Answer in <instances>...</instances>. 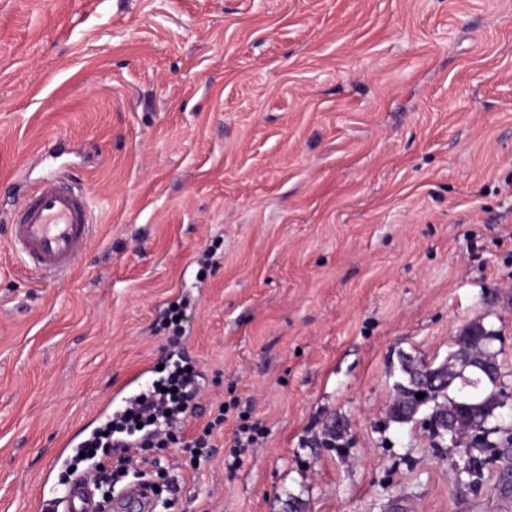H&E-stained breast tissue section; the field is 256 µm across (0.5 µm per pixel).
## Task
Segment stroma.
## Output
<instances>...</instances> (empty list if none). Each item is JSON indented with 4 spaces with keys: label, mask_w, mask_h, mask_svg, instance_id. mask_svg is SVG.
I'll use <instances>...</instances> for the list:
<instances>
[{
    "label": "stroma",
    "mask_w": 512,
    "mask_h": 512,
    "mask_svg": "<svg viewBox=\"0 0 512 512\" xmlns=\"http://www.w3.org/2000/svg\"><path fill=\"white\" fill-rule=\"evenodd\" d=\"M51 136L95 231L46 281L5 217ZM187 292L198 405L142 451L169 512H512L389 417L477 319L512 391V0H0V512L86 470L60 445Z\"/></svg>",
    "instance_id": "1"
}]
</instances>
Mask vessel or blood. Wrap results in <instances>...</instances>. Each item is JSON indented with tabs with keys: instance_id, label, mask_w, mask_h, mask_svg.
I'll use <instances>...</instances> for the list:
<instances>
[{
	"instance_id": "obj_1",
	"label": "vessel or blood",
	"mask_w": 512,
	"mask_h": 512,
	"mask_svg": "<svg viewBox=\"0 0 512 512\" xmlns=\"http://www.w3.org/2000/svg\"><path fill=\"white\" fill-rule=\"evenodd\" d=\"M11 242L16 254L44 279H58L70 273L83 255L93 234L89 197L85 189L59 179L58 172L42 178L33 194L11 216ZM153 371L141 369L115 390L100 412L107 419L120 414L130 397L147 388ZM135 503L140 512H155L157 503L144 484L132 485L119 495ZM41 512H100V504L89 484L73 481L66 485L43 483Z\"/></svg>"
}]
</instances>
